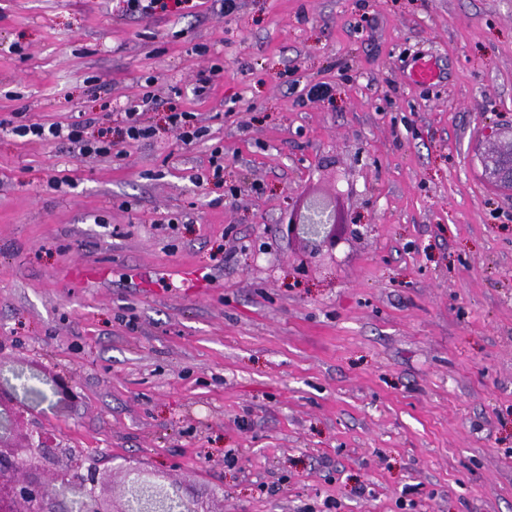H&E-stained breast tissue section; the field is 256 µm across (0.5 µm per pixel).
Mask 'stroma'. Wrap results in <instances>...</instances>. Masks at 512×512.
Masks as SVG:
<instances>
[{
    "mask_svg": "<svg viewBox=\"0 0 512 512\" xmlns=\"http://www.w3.org/2000/svg\"><path fill=\"white\" fill-rule=\"evenodd\" d=\"M236 3L0 0V389L116 502L142 469L210 512H512V0ZM146 92L119 156L9 126L122 144ZM312 194L351 221L316 258ZM150 95H143L141 103L130 104L124 112L125 132L124 140L128 145L139 142L141 139L148 138L151 135V129L146 126L142 120L144 107L149 102ZM168 121L171 127L178 133V138L185 144L192 143L201 137L202 130L192 122V113L170 112ZM14 131L20 137H34L41 140H51L66 138L74 145L73 152H77L78 156L85 157L99 154H112V140L100 133V136L94 141L86 140L83 137L82 126L80 124H72L65 134L62 127L58 125H50L46 128L41 123L20 124L14 127ZM75 149H78L75 151ZM283 225L289 237L302 240L316 254L323 248L335 250L341 241L339 229L347 224L336 200L314 197L289 210Z\"/></svg>",
    "mask_w": 512,
    "mask_h": 512,
    "instance_id": "stroma-1",
    "label": "stroma"
}]
</instances>
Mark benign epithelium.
<instances>
[{"label":"benign epithelium","instance_id":"benign-epithelium-1","mask_svg":"<svg viewBox=\"0 0 512 512\" xmlns=\"http://www.w3.org/2000/svg\"><path fill=\"white\" fill-rule=\"evenodd\" d=\"M288 236L305 242L310 252L336 249L344 216L336 201L314 197L288 211ZM62 448L51 438L29 433L22 442L0 436V512H210L198 500L185 498L174 485L165 486L142 471L127 474L125 499L118 509L97 494V485L82 472V464L55 474Z\"/></svg>","mask_w":512,"mask_h":512}]
</instances>
